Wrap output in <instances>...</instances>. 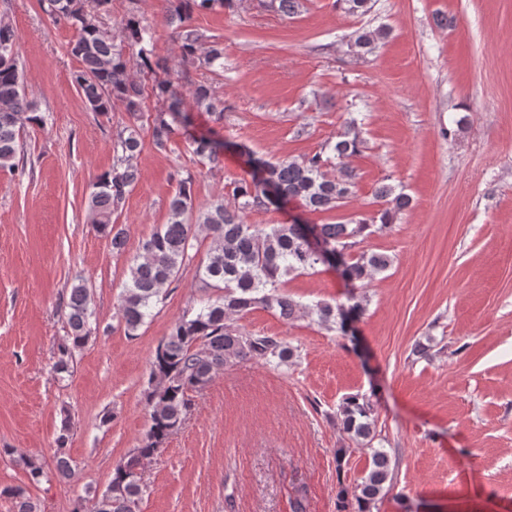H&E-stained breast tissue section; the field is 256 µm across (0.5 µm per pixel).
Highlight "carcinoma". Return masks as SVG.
Wrapping results in <instances>:
<instances>
[{
  "instance_id": "carcinoma-1",
  "label": "carcinoma",
  "mask_w": 512,
  "mask_h": 512,
  "mask_svg": "<svg viewBox=\"0 0 512 512\" xmlns=\"http://www.w3.org/2000/svg\"><path fill=\"white\" fill-rule=\"evenodd\" d=\"M45 13L54 21L65 20L75 31L70 53L80 62L72 75L73 82L86 107L97 113H108L121 106L136 122L143 118L145 99L153 95L169 101L168 111L158 112L150 125L154 146L166 149L178 128L188 123L182 109L179 81L188 71L176 76L166 60L154 53L155 31L134 14L121 24L127 34V45L114 42L112 34L99 20L109 11L111 0H42ZM165 21L175 26L180 40L182 63L193 65L201 60L208 66L224 67V48L217 43L202 46L201 36L190 28L196 11L217 6L234 7L235 0H166ZM266 7L284 15H294L301 0H265ZM346 13L363 16L369 13L374 0H336ZM386 29L357 30L352 46L371 49L375 41L386 37ZM135 52L143 73L152 77L146 86L130 74V55ZM164 77H159L158 73ZM195 107L218 120L224 119V100L210 87L198 84L192 91ZM43 123L28 100L23 74L19 68L17 36L12 27L0 23V169L10 172L19 168L24 153V132L30 124ZM364 145L359 122L348 118L335 142L300 157L265 159L247 146L240 149L247 157L250 179H243L232 189L234 203L218 199L197 209L192 198V178L182 179L169 200L168 222L142 245V253L131 266L118 306L119 315L129 331H136L152 316L162 299L163 287L172 282L184 264L193 259L195 228L208 231L212 245L205 260L197 267L207 288L220 295L193 313L178 318L166 340L158 347L151 362L148 394L151 425L139 447L114 468L112 479L101 499L103 510L80 505L75 512H136L143 486L131 478V470L150 457L166 442L182 423L191 407V394L203 390L217 371L231 358H249L265 364L282 365L294 357V349L275 336L244 334L232 326V320L262 306L275 309L292 320L311 316L321 326L336 328L349 334L348 312H363V300L346 308L341 304L318 301L306 306L288 295L279 293L281 279L316 269L319 265L340 264L343 276L359 288L373 275L388 269L392 258L385 253L359 252L354 249L361 239L392 226L393 220L406 210L410 197L390 183H381L374 199L384 205L380 223L361 218L349 224H247L243 214L251 209H267L283 201L294 200L309 212H323L341 207L356 193L357 175L344 165V160L358 154ZM141 147L140 133L135 125L121 131L115 142L116 158L112 170L99 176L91 185L88 206L92 223L111 238L112 249L120 251L126 241V230L113 215L122 208L126 195L140 178L133 160ZM192 153L203 164L218 168L224 159V144L209 138L191 142ZM323 245V252L314 254L306 246L308 235ZM65 318L69 328L67 342L60 346L54 372L70 374L73 352L92 333L93 310L90 288L83 283L70 286ZM336 417L353 439L369 445L376 437L375 420L368 399L349 396L338 406ZM68 436L57 437L55 471L65 478L71 473L66 454ZM28 480L39 484L46 476L42 463L23 461ZM392 468L387 452L371 450L365 476L349 486L339 483L338 512H347L349 501H355L357 512H370L372 505L391 488ZM18 512H38L37 505L22 488L10 491Z\"/></svg>"
}]
</instances>
